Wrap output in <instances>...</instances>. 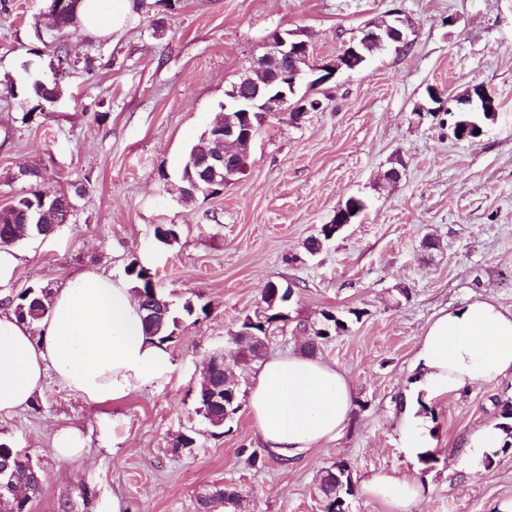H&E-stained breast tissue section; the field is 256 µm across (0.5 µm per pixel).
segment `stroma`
<instances>
[{"mask_svg":"<svg viewBox=\"0 0 512 512\" xmlns=\"http://www.w3.org/2000/svg\"><path fill=\"white\" fill-rule=\"evenodd\" d=\"M123 31L68 44L92 68L67 71L62 96L26 119L30 105L4 79L49 74L50 51L33 55L44 0H0V208L25 195L22 169L53 192L75 194L69 223L18 244L22 263L0 295L54 289L96 268L124 278L131 259L152 274L179 321L170 371L107 406L86 404L56 377L25 410L0 417V441L43 473L32 512H197L212 486L236 485L241 512H323L320 472L349 463L355 479L384 471L425 487L412 512H498L512 500V449L473 471L460 453L471 430L498 423L512 379L427 401L420 414L437 461L409 457L402 401L422 328L441 310L484 297L512 310V0H143ZM400 12L414 26L408 52L375 51L364 69L341 71L300 94L323 107L300 121L268 117L243 174L217 196L184 201L190 148L223 112L227 93L272 31L305 32L313 56L334 59L370 23ZM482 87L498 103L482 133L456 140L440 119L448 98ZM398 168L402 177L384 174ZM368 208L317 255L305 241L350 196ZM173 224L172 244L157 227ZM438 246L426 249L425 237ZM292 286L291 322L321 310L364 309L360 322L318 355L353 385L350 426L329 444L284 461L258 450L247 410L213 429L194 399L205 358L252 313L268 282ZM410 297H400L398 287ZM195 307L183 311L185 303ZM84 438L64 460L56 429ZM194 447L174 450L178 435Z\"/></svg>","mask_w":512,"mask_h":512,"instance_id":"35a3bbf8","label":"stroma"}]
</instances>
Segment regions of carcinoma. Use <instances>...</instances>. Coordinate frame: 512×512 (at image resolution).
<instances>
[{
  "mask_svg": "<svg viewBox=\"0 0 512 512\" xmlns=\"http://www.w3.org/2000/svg\"><path fill=\"white\" fill-rule=\"evenodd\" d=\"M78 0H67L65 9L54 19L52 25L57 29L59 40L50 46L53 60L50 67L54 70L51 80L35 79L21 87L15 82H10L12 95L22 93L28 103L31 104L29 112L23 119L32 118L36 113L45 110L46 105L56 102L62 94L61 79L67 70L78 64L91 66L92 60L88 57L79 61L71 58L67 43L70 39L81 33V28L76 17ZM452 112L448 113V122L453 129L454 136L466 132V138L476 136L475 128L479 126L478 120L472 115L468 105L459 99L448 101ZM222 132L217 123H211L202 134L199 142L192 146L188 158L207 149L212 150L220 146ZM182 187L180 192L187 201L194 200L195 196L202 193L206 196L219 194V190H207V186L196 185L198 177L196 170L190 167V162H185L182 171ZM46 188L41 178H36L28 193L15 201L12 205L0 210V239L6 240L11 245L23 243L35 237H47L46 230L35 223V217L44 210L43 197ZM340 231L338 224H324L318 234L308 238L305 243L306 251L313 255L324 248L336 233ZM125 274L133 283V290L137 293L141 309L144 314L154 311L159 317L153 322L145 321L146 329L151 336L158 337L159 343L167 344L172 341L177 325L176 317L170 308V304L156 291L149 269L140 264L136 259L131 260L125 267ZM288 289H280V294H275L273 283L269 282L262 288L261 305L252 314L246 315L238 329L230 334L227 343L233 349V356L240 366H249L263 359L266 353L267 343L270 338L286 332L288 314L285 313L288 302ZM51 293L44 288L29 287L15 296H8V304L14 306L16 316L21 320L38 322L45 318L50 311ZM366 314V310L350 308L346 313L334 310H324L321 318L312 323H299V328L307 333V341L302 351L314 354L322 344L331 337L348 331V323L359 322ZM196 401L200 415L215 429L225 426L224 406L210 407L207 405V391L198 388ZM500 407L497 428L505 433L508 441L504 442L502 451L512 447V400L506 399L497 402ZM10 462L11 470L7 474H0V480L9 479L15 483H21L27 489L25 498L17 500L12 496L4 497L5 504H0V512H30L29 502L42 489L39 480L43 479L41 469L34 465L26 455L6 443H0V467L5 462ZM320 489L324 495V512H347V497L354 494V482L351 466L344 460H338L324 468L319 477Z\"/></svg>",
  "mask_w": 512,
  "mask_h": 512,
  "instance_id": "carcinoma-1",
  "label": "carcinoma"
}]
</instances>
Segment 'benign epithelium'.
Segmentation results:
<instances>
[{"label": "benign epithelium", "instance_id": "7a95c632", "mask_svg": "<svg viewBox=\"0 0 512 512\" xmlns=\"http://www.w3.org/2000/svg\"><path fill=\"white\" fill-rule=\"evenodd\" d=\"M48 6L42 11L44 22L35 26L37 37L40 40L55 39L56 33L47 23L62 7V0H47ZM408 24L400 18L392 24L365 28L362 30L360 40L374 41L377 45L392 48H402L409 42L406 33ZM356 52L353 41L344 43L341 52L335 59L328 62L314 61L311 58L310 45L306 40L297 38L295 32L271 33L266 39V52L252 60L250 69L266 74V87H254L251 92L243 95L238 86H233L228 92L230 104L224 106V142H235L246 149L251 146L260 131V126L252 123L240 122V117L250 115L252 112L260 113V120L271 115L289 114L294 121L300 120L306 113L320 109L322 103L302 97L294 99L296 86L308 76L323 72L326 77L314 81L319 84L332 79L341 69V60ZM199 177L202 183L214 185L219 178L224 182L232 181V177L240 173L243 167V158H231L222 151L200 157L195 160Z\"/></svg>", "mask_w": 512, "mask_h": 512}]
</instances>
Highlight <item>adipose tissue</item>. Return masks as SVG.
<instances>
[{
  "mask_svg": "<svg viewBox=\"0 0 512 512\" xmlns=\"http://www.w3.org/2000/svg\"><path fill=\"white\" fill-rule=\"evenodd\" d=\"M134 7V0H79L77 18L84 31L105 37L124 28ZM417 346V388L427 397L512 379V312L490 298L474 301L428 322ZM169 365L166 348L145 333L129 284L111 275H70L55 288L48 317L35 324L0 304V416L29 407L51 370L85 403L104 406L160 381ZM352 410L346 373L316 355H270L252 377L256 438L283 458L336 440ZM360 488L384 512H411L424 493L415 477L386 472L366 476Z\"/></svg>",
  "mask_w": 512,
  "mask_h": 512,
  "instance_id": "adipose-tissue-1",
  "label": "adipose tissue"
}]
</instances>
